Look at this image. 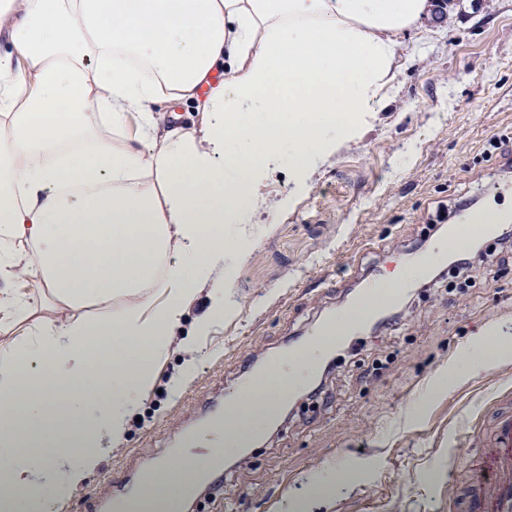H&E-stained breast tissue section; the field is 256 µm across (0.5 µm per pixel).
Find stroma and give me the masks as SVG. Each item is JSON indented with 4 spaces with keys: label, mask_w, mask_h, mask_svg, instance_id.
<instances>
[{
    "label": "stroma",
    "mask_w": 512,
    "mask_h": 512,
    "mask_svg": "<svg viewBox=\"0 0 512 512\" xmlns=\"http://www.w3.org/2000/svg\"><path fill=\"white\" fill-rule=\"evenodd\" d=\"M399 42L381 111L309 188L297 190L287 167L270 173L246 257L226 256L236 269L224 316L200 339L204 358L191 379L172 392L183 357L160 362L124 446L104 453L59 512H112L164 448L204 428L253 369L348 307L366 278L412 263L429 225L458 223L460 200L477 214L512 216V193L488 191L512 182V164L489 147L491 137H512V0H455L447 18L423 19ZM493 269L492 279L477 271L472 287L449 277L411 288L394 307L395 330L349 336L335 367L312 377L330 401L299 399L190 512H285L311 475L345 465L354 486L312 512H470L469 464L483 452L475 434L512 410V354L467 380L456 368L477 334L512 328V254ZM439 376L443 388L431 389Z\"/></svg>",
    "instance_id": "1"
}]
</instances>
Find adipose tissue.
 Instances as JSON below:
<instances>
[{
    "instance_id": "1",
    "label": "adipose tissue",
    "mask_w": 512,
    "mask_h": 512,
    "mask_svg": "<svg viewBox=\"0 0 512 512\" xmlns=\"http://www.w3.org/2000/svg\"><path fill=\"white\" fill-rule=\"evenodd\" d=\"M428 0H0V512H55L120 447L172 350L181 388L224 315L268 174L298 188L360 133ZM195 106L192 126L168 107ZM335 134H327L328 126ZM122 134L112 142L111 132ZM195 335L175 334L199 297ZM57 316H39L43 301ZM239 390L222 455L253 443L326 353ZM195 472L148 471L137 512H169ZM355 479L313 475L304 499Z\"/></svg>"
}]
</instances>
